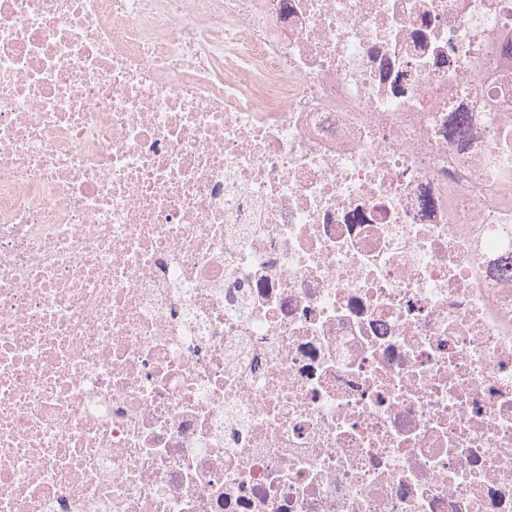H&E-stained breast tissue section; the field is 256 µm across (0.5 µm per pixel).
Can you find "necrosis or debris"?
I'll list each match as a JSON object with an SVG mask.
<instances>
[{"label": "necrosis or debris", "instance_id": "4bbe7bcc", "mask_svg": "<svg viewBox=\"0 0 512 512\" xmlns=\"http://www.w3.org/2000/svg\"><path fill=\"white\" fill-rule=\"evenodd\" d=\"M0 512H512V0H0Z\"/></svg>", "mask_w": 512, "mask_h": 512}]
</instances>
